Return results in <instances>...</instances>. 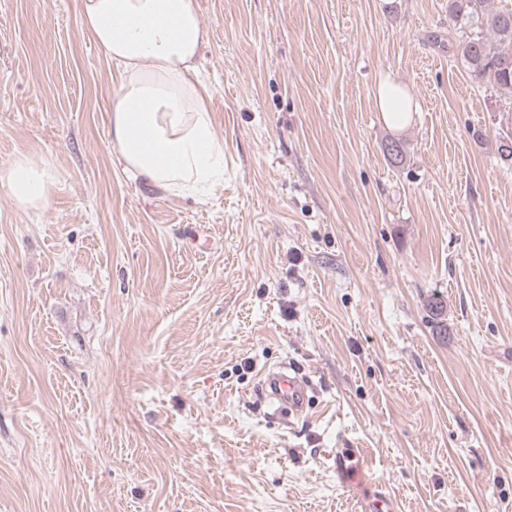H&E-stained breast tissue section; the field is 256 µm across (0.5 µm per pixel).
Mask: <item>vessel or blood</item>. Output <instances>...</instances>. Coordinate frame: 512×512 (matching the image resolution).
Here are the masks:
<instances>
[{
	"label": "vessel or blood",
	"instance_id": "1",
	"mask_svg": "<svg viewBox=\"0 0 512 512\" xmlns=\"http://www.w3.org/2000/svg\"><path fill=\"white\" fill-rule=\"evenodd\" d=\"M259 388L263 400L276 411L286 407L299 412L308 401L307 379L284 367L266 371L260 379ZM336 481L354 495L358 512H399L362 449H337Z\"/></svg>",
	"mask_w": 512,
	"mask_h": 512
}]
</instances>
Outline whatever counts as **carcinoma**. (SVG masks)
<instances>
[{
  "label": "carcinoma",
  "mask_w": 512,
  "mask_h": 512,
  "mask_svg": "<svg viewBox=\"0 0 512 512\" xmlns=\"http://www.w3.org/2000/svg\"><path fill=\"white\" fill-rule=\"evenodd\" d=\"M448 16L458 31V55L471 79L497 95L512 112V0L498 9L488 0H448ZM391 164L404 161L401 140L386 141Z\"/></svg>",
  "instance_id": "1"
}]
</instances>
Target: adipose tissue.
<instances>
[{
	"instance_id": "adipose-tissue-1",
	"label": "adipose tissue",
	"mask_w": 512,
	"mask_h": 512,
	"mask_svg": "<svg viewBox=\"0 0 512 512\" xmlns=\"http://www.w3.org/2000/svg\"><path fill=\"white\" fill-rule=\"evenodd\" d=\"M80 22L117 70L110 147L124 172L205 200L224 177V144L195 82L208 31L195 0H80ZM49 163L17 156L0 187L23 212L45 210Z\"/></svg>"
}]
</instances>
